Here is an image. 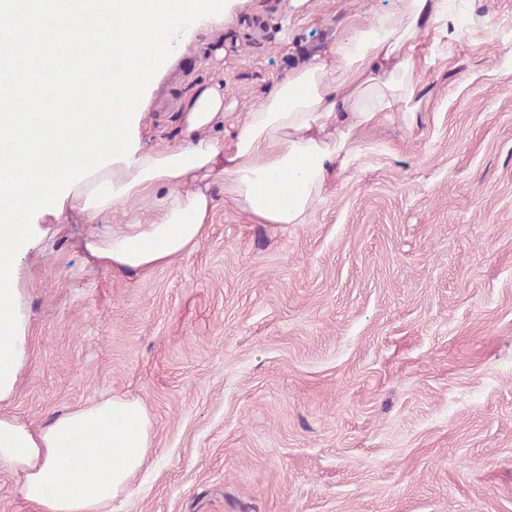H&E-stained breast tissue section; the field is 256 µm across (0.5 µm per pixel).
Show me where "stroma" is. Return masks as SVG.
Listing matches in <instances>:
<instances>
[{"label":"stroma","mask_w":512,"mask_h":512,"mask_svg":"<svg viewBox=\"0 0 512 512\" xmlns=\"http://www.w3.org/2000/svg\"><path fill=\"white\" fill-rule=\"evenodd\" d=\"M402 0H228L149 89L151 135L222 85L245 113ZM459 36L415 120L360 130L306 224H255L213 179L211 224L149 277L87 262L115 212L52 225L23 270L42 425L140 400L154 448L114 512H512V0H448Z\"/></svg>","instance_id":"1"}]
</instances>
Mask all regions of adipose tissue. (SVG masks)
<instances>
[{
	"mask_svg": "<svg viewBox=\"0 0 512 512\" xmlns=\"http://www.w3.org/2000/svg\"><path fill=\"white\" fill-rule=\"evenodd\" d=\"M448 35L447 0H403L316 55L271 88L244 117L224 109V93L202 87L184 102L178 146H142L73 187L64 213L87 218L121 210L124 223L83 248L124 272L149 273L195 247L212 221L213 175L260 224H305L329 181L344 169L358 130L420 106L419 24ZM229 126L228 138L213 130ZM153 446V423L138 400L114 396L59 413L35 428L0 413V474L15 476L33 512H112Z\"/></svg>",
	"mask_w": 512,
	"mask_h": 512,
	"instance_id": "obj_1",
	"label": "adipose tissue"
}]
</instances>
